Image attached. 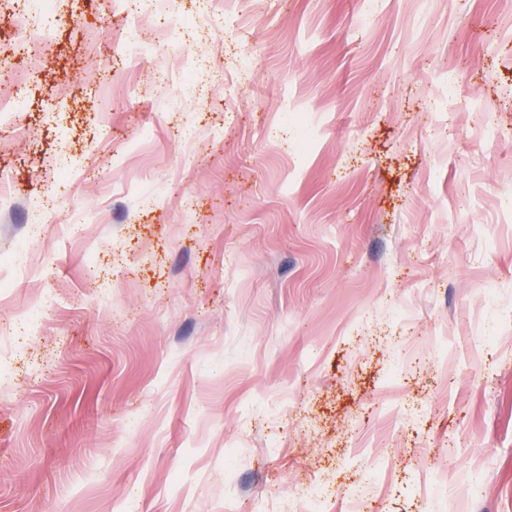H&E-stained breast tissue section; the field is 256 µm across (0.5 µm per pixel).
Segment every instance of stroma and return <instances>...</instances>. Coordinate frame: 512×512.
Returning a JSON list of instances; mask_svg holds the SVG:
<instances>
[{"mask_svg":"<svg viewBox=\"0 0 512 512\" xmlns=\"http://www.w3.org/2000/svg\"><path fill=\"white\" fill-rule=\"evenodd\" d=\"M135 10L169 51L126 50ZM51 21L31 56L0 5V72L28 77L0 324L43 309L0 367V512H281L328 468L330 512H512V0Z\"/></svg>","mask_w":512,"mask_h":512,"instance_id":"1","label":"stroma"}]
</instances>
